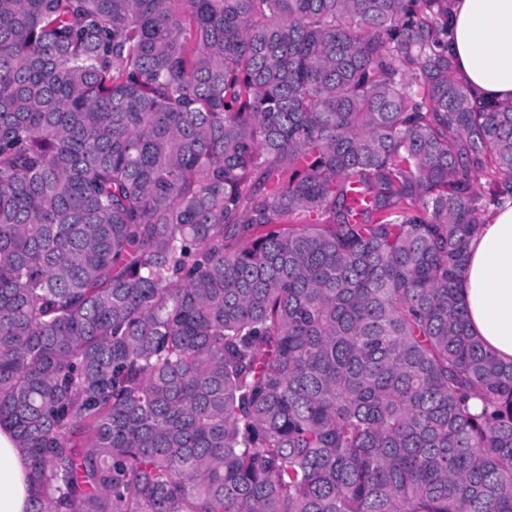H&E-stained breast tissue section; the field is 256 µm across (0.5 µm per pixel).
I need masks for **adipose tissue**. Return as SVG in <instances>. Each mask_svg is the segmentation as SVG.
Segmentation results:
<instances>
[{"label": "adipose tissue", "mask_w": 512, "mask_h": 512, "mask_svg": "<svg viewBox=\"0 0 512 512\" xmlns=\"http://www.w3.org/2000/svg\"><path fill=\"white\" fill-rule=\"evenodd\" d=\"M448 52L480 99H512V0H452ZM471 332L512 361V203L493 209L470 243L460 290ZM25 459L0 427V512H29Z\"/></svg>", "instance_id": "ef3b65f1"}]
</instances>
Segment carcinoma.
I'll use <instances>...</instances> for the list:
<instances>
[{
  "label": "carcinoma",
  "mask_w": 512,
  "mask_h": 512,
  "mask_svg": "<svg viewBox=\"0 0 512 512\" xmlns=\"http://www.w3.org/2000/svg\"><path fill=\"white\" fill-rule=\"evenodd\" d=\"M449 2L0 0L31 512H512V361L459 297L512 99Z\"/></svg>",
  "instance_id": "cac0c4a2"
}]
</instances>
